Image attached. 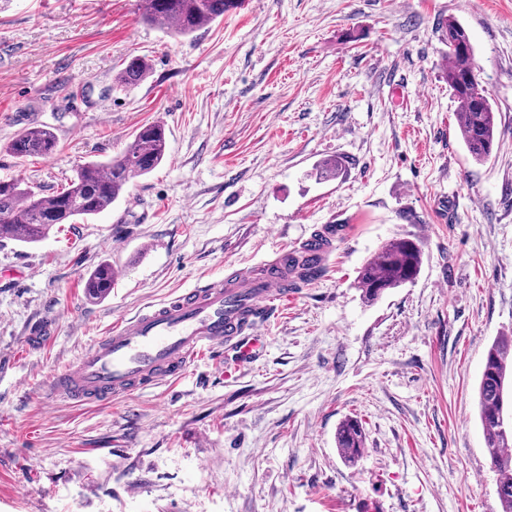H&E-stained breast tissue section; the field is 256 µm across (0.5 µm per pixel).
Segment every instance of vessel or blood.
I'll use <instances>...</instances> for the list:
<instances>
[{
    "instance_id": "1",
    "label": "vessel or blood",
    "mask_w": 512,
    "mask_h": 512,
    "mask_svg": "<svg viewBox=\"0 0 512 512\" xmlns=\"http://www.w3.org/2000/svg\"><path fill=\"white\" fill-rule=\"evenodd\" d=\"M287 267L241 269L120 319L55 375L56 397L76 405L109 403L183 375L196 361L221 364L225 349L248 357L272 316L298 297Z\"/></svg>"
}]
</instances>
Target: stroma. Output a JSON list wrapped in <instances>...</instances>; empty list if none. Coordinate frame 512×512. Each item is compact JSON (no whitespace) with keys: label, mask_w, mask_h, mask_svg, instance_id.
<instances>
[{"label":"stroma","mask_w":512,"mask_h":512,"mask_svg":"<svg viewBox=\"0 0 512 512\" xmlns=\"http://www.w3.org/2000/svg\"><path fill=\"white\" fill-rule=\"evenodd\" d=\"M449 17L497 113L483 164L445 78ZM137 56L148 78L113 89ZM150 122L166 158L110 209L0 242V274H24L0 282V512H502L477 390L512 334V0H245L188 37L143 23L137 0H0V178L61 188ZM41 125L55 154L5 152ZM332 156L343 176L315 180ZM329 224L326 275L250 362L201 360L109 405L51 396L117 319ZM399 237L422 249L418 276L365 302L360 267ZM103 261L116 279L94 301ZM348 416L366 433L352 464ZM113 281L112 265L102 262L88 272L84 283L85 293L91 299H102L111 292ZM365 431L357 418H346L336 431V446L348 462H353L362 452L365 445Z\"/></svg>","instance_id":"35a3bbf8"}]
</instances>
